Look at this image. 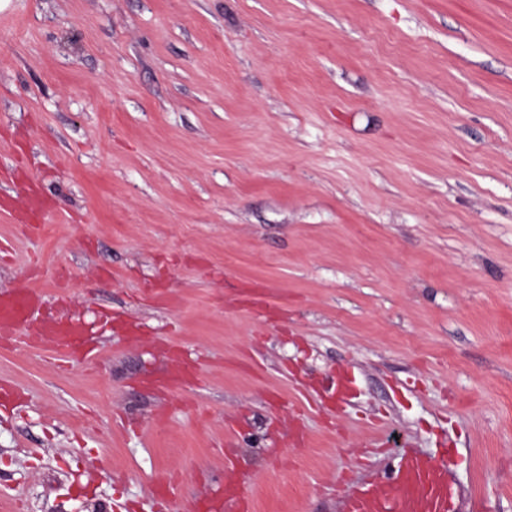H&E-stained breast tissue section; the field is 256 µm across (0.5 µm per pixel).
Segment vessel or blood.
I'll return each instance as SVG.
<instances>
[{"instance_id": "b4317fda", "label": "vessel or blood", "mask_w": 512, "mask_h": 512, "mask_svg": "<svg viewBox=\"0 0 512 512\" xmlns=\"http://www.w3.org/2000/svg\"><path fill=\"white\" fill-rule=\"evenodd\" d=\"M44 293L32 284L0 293V344H12L19 336L35 334L36 346L52 348L68 357L79 341L81 327L69 320H40ZM228 492L224 512H248L246 489L234 472L225 475ZM340 512H481L478 500L456 479L447 459L403 450L382 475L373 477L347 494Z\"/></svg>"}]
</instances>
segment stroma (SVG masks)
Instances as JSON below:
<instances>
[{
	"instance_id": "1",
	"label": "stroma",
	"mask_w": 512,
	"mask_h": 512,
	"mask_svg": "<svg viewBox=\"0 0 512 512\" xmlns=\"http://www.w3.org/2000/svg\"><path fill=\"white\" fill-rule=\"evenodd\" d=\"M26 274L95 350L0 347V505L338 512L411 447L512 512V0H0ZM224 480L228 488V493L224 497L225 512H247L250 508V502L246 489L241 485V479L232 471L224 474Z\"/></svg>"
}]
</instances>
